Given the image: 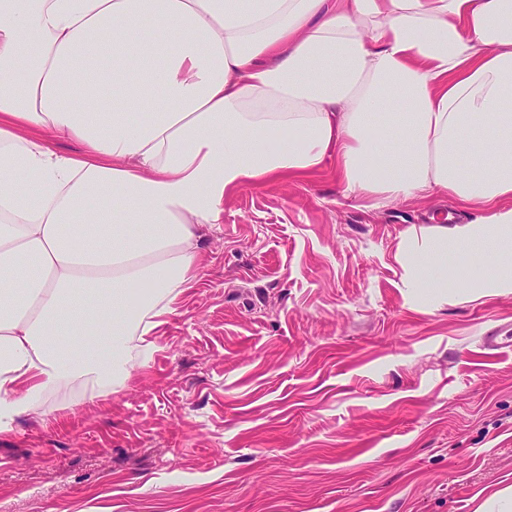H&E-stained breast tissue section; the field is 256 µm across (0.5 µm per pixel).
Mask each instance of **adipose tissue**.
Instances as JSON below:
<instances>
[{"instance_id": "obj_1", "label": "adipose tissue", "mask_w": 512, "mask_h": 512, "mask_svg": "<svg viewBox=\"0 0 512 512\" xmlns=\"http://www.w3.org/2000/svg\"><path fill=\"white\" fill-rule=\"evenodd\" d=\"M331 155L344 197L471 209L401 236L409 287L511 289L512 0H0V432L121 389L199 225Z\"/></svg>"}]
</instances>
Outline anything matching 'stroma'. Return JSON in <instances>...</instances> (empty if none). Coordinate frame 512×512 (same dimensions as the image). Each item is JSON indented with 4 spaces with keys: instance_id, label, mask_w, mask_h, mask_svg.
<instances>
[{
    "instance_id": "obj_1",
    "label": "stroma",
    "mask_w": 512,
    "mask_h": 512,
    "mask_svg": "<svg viewBox=\"0 0 512 512\" xmlns=\"http://www.w3.org/2000/svg\"><path fill=\"white\" fill-rule=\"evenodd\" d=\"M448 199L346 198L335 160L244 185L117 393L0 433V512H474L512 487V292L428 301L402 234Z\"/></svg>"
}]
</instances>
